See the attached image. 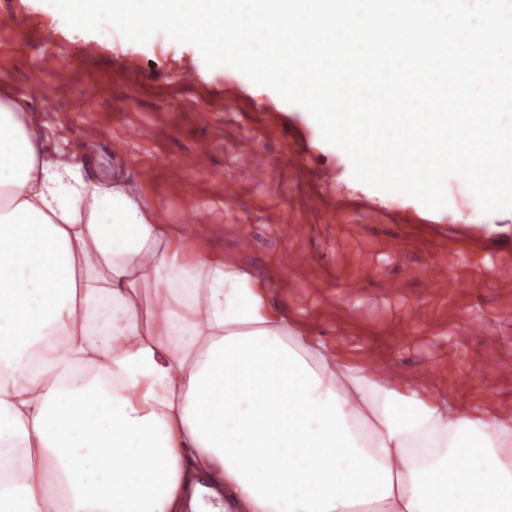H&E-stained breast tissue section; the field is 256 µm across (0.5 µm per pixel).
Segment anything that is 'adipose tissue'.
I'll return each instance as SVG.
<instances>
[{
    "label": "adipose tissue",
    "mask_w": 512,
    "mask_h": 512,
    "mask_svg": "<svg viewBox=\"0 0 512 512\" xmlns=\"http://www.w3.org/2000/svg\"><path fill=\"white\" fill-rule=\"evenodd\" d=\"M0 97V512H512V424L321 352Z\"/></svg>",
    "instance_id": "1"
}]
</instances>
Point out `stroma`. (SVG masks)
<instances>
[{
    "instance_id": "35a3bbf8",
    "label": "stroma",
    "mask_w": 512,
    "mask_h": 512,
    "mask_svg": "<svg viewBox=\"0 0 512 512\" xmlns=\"http://www.w3.org/2000/svg\"><path fill=\"white\" fill-rule=\"evenodd\" d=\"M1 15L13 23L0 28V91L25 104L48 160L120 181L196 248L264 282L325 354L501 420L512 406V211L477 216L457 176L438 211L357 181L307 110L165 33L139 44L74 29L50 0H0ZM187 70L194 83H182ZM88 137L101 149L86 161ZM437 264L447 279L432 278Z\"/></svg>"
}]
</instances>
